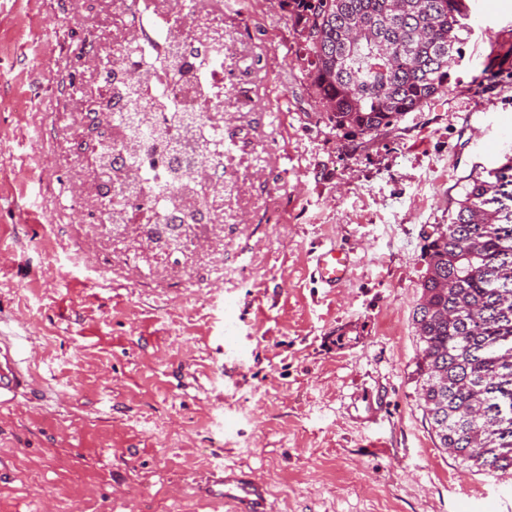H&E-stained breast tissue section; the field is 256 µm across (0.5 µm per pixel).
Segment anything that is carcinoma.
Wrapping results in <instances>:
<instances>
[{
  "instance_id": "cac0c4a2",
  "label": "carcinoma",
  "mask_w": 512,
  "mask_h": 512,
  "mask_svg": "<svg viewBox=\"0 0 512 512\" xmlns=\"http://www.w3.org/2000/svg\"><path fill=\"white\" fill-rule=\"evenodd\" d=\"M331 127L372 136L448 88L468 0H281ZM413 315L417 396L461 464L512 477V157L461 186Z\"/></svg>"
}]
</instances>
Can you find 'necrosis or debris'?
<instances>
[{"label": "necrosis or debris", "mask_w": 512, "mask_h": 512, "mask_svg": "<svg viewBox=\"0 0 512 512\" xmlns=\"http://www.w3.org/2000/svg\"><path fill=\"white\" fill-rule=\"evenodd\" d=\"M224 0H113L112 26L96 39L111 50V77L95 88L73 87L71 99L103 114V136L75 128L90 146L83 158L105 186L95 221L120 237L130 224H220L224 221V152L208 131L223 129L225 107ZM137 93V119L169 131L172 145L126 138L122 115ZM180 180L157 191L172 174Z\"/></svg>", "instance_id": "obj_1"}]
</instances>
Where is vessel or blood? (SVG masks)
<instances>
[{"label":"vessel or blood","mask_w":512,"mask_h":512,"mask_svg":"<svg viewBox=\"0 0 512 512\" xmlns=\"http://www.w3.org/2000/svg\"><path fill=\"white\" fill-rule=\"evenodd\" d=\"M314 261L320 281L331 288L341 283L351 267L349 255L333 248L318 252ZM27 385V377L13 354L0 353V394L15 395ZM203 494L214 505L229 507L230 512H270L264 484L241 469L227 468L212 475Z\"/></svg>","instance_id":"b4317fda"}]
</instances>
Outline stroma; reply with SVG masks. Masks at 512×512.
I'll list each match as a JSON object with an SVG mask.
<instances>
[{
    "mask_svg": "<svg viewBox=\"0 0 512 512\" xmlns=\"http://www.w3.org/2000/svg\"><path fill=\"white\" fill-rule=\"evenodd\" d=\"M471 7L448 90L363 137L323 120L280 0H226V102L251 107L224 124L223 223L173 251L67 206L53 114L112 0H0V348L29 377L0 403V512H213L225 467L274 512H512V478L439 448L416 393L426 238L512 155V0ZM314 261L320 281L329 288L341 283L351 267L349 255L336 248L321 250Z\"/></svg>",
    "mask_w": 512,
    "mask_h": 512,
    "instance_id": "obj_1",
    "label": "stroma"
}]
</instances>
